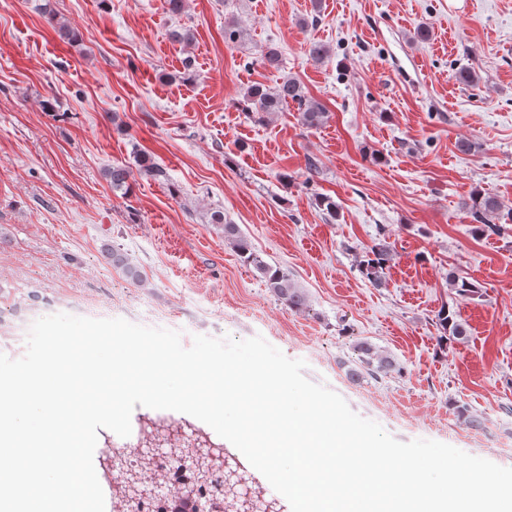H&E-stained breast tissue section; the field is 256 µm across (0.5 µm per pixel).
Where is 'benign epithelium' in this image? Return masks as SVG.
I'll use <instances>...</instances> for the list:
<instances>
[{
  "instance_id": "1",
  "label": "benign epithelium",
  "mask_w": 512,
  "mask_h": 512,
  "mask_svg": "<svg viewBox=\"0 0 512 512\" xmlns=\"http://www.w3.org/2000/svg\"><path fill=\"white\" fill-rule=\"evenodd\" d=\"M141 465H127L119 452L107 455L106 464L120 478V493L128 501L144 502L176 496L182 512H214L217 501L233 505L235 512H282L280 501L246 474L236 457L199 435L180 428L148 424L137 448ZM189 458L193 475L171 491L155 477L152 464L160 459Z\"/></svg>"
}]
</instances>
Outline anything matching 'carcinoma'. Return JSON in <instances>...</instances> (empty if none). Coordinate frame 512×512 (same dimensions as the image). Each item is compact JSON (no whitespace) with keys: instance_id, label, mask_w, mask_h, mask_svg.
Here are the masks:
<instances>
[{"instance_id":"cac0c4a2","label":"carcinoma","mask_w":512,"mask_h":512,"mask_svg":"<svg viewBox=\"0 0 512 512\" xmlns=\"http://www.w3.org/2000/svg\"><path fill=\"white\" fill-rule=\"evenodd\" d=\"M297 105L300 120L308 128H315L327 119V112L317 101L307 98L305 89L300 81L294 77L283 79L277 86L267 88L258 83L247 90L244 103L246 109L265 118L284 109L288 103ZM106 177L112 191L127 194L129 191V173L123 167H114L106 172ZM501 205L497 198L476 191L471 196L468 210L475 222L474 233L478 235H491L500 231L495 223ZM211 223L217 225L224 233L226 241L239 255L242 262L252 268L265 282L266 288L275 299L293 311L308 309V296L287 273L280 268L270 265L256 253L247 238L242 234L239 225L224 222V212L215 210L211 214ZM108 259L112 266L120 269L126 277L136 283L143 281L142 272L128 260V257L118 248L107 250ZM392 257V247L384 232H379L373 245L365 248L363 259L359 263L362 275L375 288H382L386 284L385 269ZM448 287L457 295L471 298L479 293L480 286L469 277L455 271H448ZM438 325L442 330L440 342L446 343L448 339L460 340L467 336L466 325L459 320L454 312L443 309L438 314ZM358 361L353 365L349 374L351 377L362 378L370 376L380 378L396 370L395 361L388 355L381 353L370 341L359 340L355 344Z\"/></svg>"}]
</instances>
